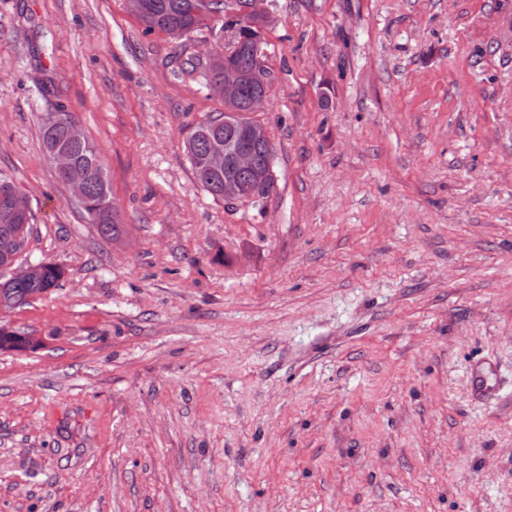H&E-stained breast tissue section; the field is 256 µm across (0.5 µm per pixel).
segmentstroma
<instances>
[{
	"label": "stroma",
	"instance_id": "1",
	"mask_svg": "<svg viewBox=\"0 0 512 512\" xmlns=\"http://www.w3.org/2000/svg\"><path fill=\"white\" fill-rule=\"evenodd\" d=\"M265 8L277 191L228 205L185 153L224 109L174 73L199 43L0 0V174L65 272L9 316L45 346L0 353V512H512V0ZM59 102L119 240L44 155Z\"/></svg>",
	"mask_w": 512,
	"mask_h": 512
}]
</instances>
